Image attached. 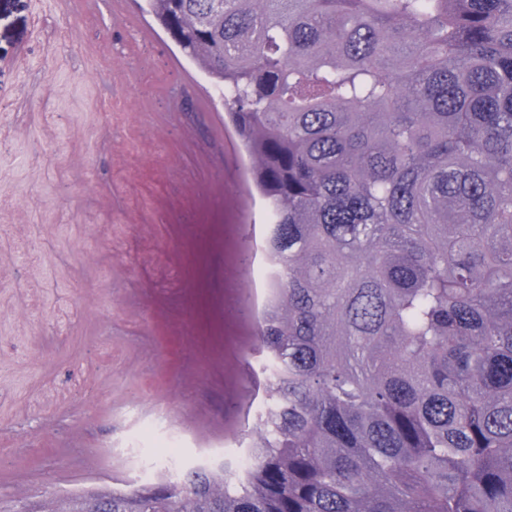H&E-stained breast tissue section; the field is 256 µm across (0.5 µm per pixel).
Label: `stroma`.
I'll use <instances>...</instances> for the list:
<instances>
[{
    "mask_svg": "<svg viewBox=\"0 0 512 512\" xmlns=\"http://www.w3.org/2000/svg\"><path fill=\"white\" fill-rule=\"evenodd\" d=\"M202 72L142 13L0 0V495L247 446L267 226Z\"/></svg>",
    "mask_w": 512,
    "mask_h": 512,
    "instance_id": "stroma-1",
    "label": "stroma"
}]
</instances>
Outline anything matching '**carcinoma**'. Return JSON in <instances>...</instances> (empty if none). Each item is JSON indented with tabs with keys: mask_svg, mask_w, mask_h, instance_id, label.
<instances>
[{
	"mask_svg": "<svg viewBox=\"0 0 512 512\" xmlns=\"http://www.w3.org/2000/svg\"><path fill=\"white\" fill-rule=\"evenodd\" d=\"M273 217L247 469L26 512H512V0H140Z\"/></svg>",
	"mask_w": 512,
	"mask_h": 512,
	"instance_id": "cac0c4a2",
	"label": "carcinoma"
}]
</instances>
